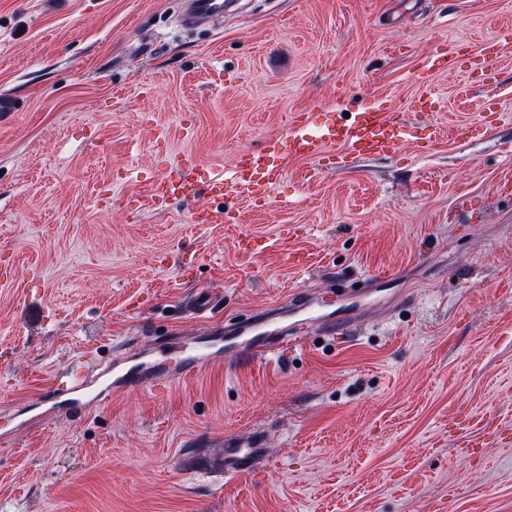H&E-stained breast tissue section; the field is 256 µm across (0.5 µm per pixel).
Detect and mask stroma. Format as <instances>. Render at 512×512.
Segmentation results:
<instances>
[{
	"label": "stroma",
	"mask_w": 512,
	"mask_h": 512,
	"mask_svg": "<svg viewBox=\"0 0 512 512\" xmlns=\"http://www.w3.org/2000/svg\"><path fill=\"white\" fill-rule=\"evenodd\" d=\"M243 4L189 30L181 0H0V512H512V50L487 84L432 77L430 120L475 137L288 161L229 224L191 223L201 188L132 204L155 133L218 171L292 113L408 112L512 0ZM257 329L298 341L258 357ZM255 437L253 471L200 468Z\"/></svg>",
	"instance_id": "1"
}]
</instances>
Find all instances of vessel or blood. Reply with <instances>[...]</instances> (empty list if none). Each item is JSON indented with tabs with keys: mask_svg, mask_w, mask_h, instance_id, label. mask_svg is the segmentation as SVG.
Listing matches in <instances>:
<instances>
[{
	"mask_svg": "<svg viewBox=\"0 0 512 512\" xmlns=\"http://www.w3.org/2000/svg\"><path fill=\"white\" fill-rule=\"evenodd\" d=\"M240 0H184L181 22L193 27L234 15ZM512 48V26L501 27L496 36L474 46L449 44L447 51L423 64L414 73L419 84L418 97L409 106L415 112H427L432 108V90L426 85V75L434 70L450 71L460 64H467V76L471 83L491 79L494 64L503 51ZM440 131L431 126H419L390 110L385 101L354 112L337 113L331 118L303 113L291 116L288 133L269 146L238 152L232 164L224 171L204 169L189 154L177 153L171 158L169 172L155 184L148 205L158 206L168 199L180 196L195 183H203L207 195L221 204L220 209H202L196 212L198 224H220L224 221L222 208L234 200H246L257 205L271 203L286 174V162L290 159H306L316 162L318 168H326L333 156L356 161L370 157L396 155L403 146L411 144L423 148L434 143ZM260 456L259 449L231 450L213 459L212 467L224 473L249 471Z\"/></svg>",
	"mask_w": 512,
	"mask_h": 512,
	"instance_id": "b4317fda",
	"label": "vessel or blood"
}]
</instances>
